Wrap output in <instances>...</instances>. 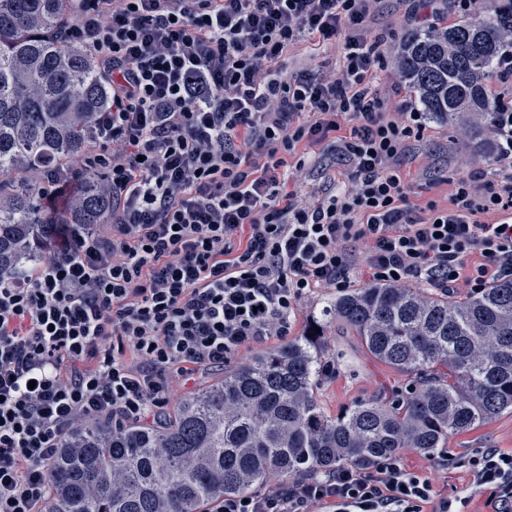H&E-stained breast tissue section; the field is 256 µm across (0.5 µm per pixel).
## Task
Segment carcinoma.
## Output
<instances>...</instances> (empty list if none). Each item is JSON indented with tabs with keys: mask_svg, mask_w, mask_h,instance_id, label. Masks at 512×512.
<instances>
[{
	"mask_svg": "<svg viewBox=\"0 0 512 512\" xmlns=\"http://www.w3.org/2000/svg\"><path fill=\"white\" fill-rule=\"evenodd\" d=\"M70 0H0V276L34 267L67 224H106L112 199L100 169L50 211L46 173L88 153L110 89L95 56L56 36ZM512 33V0H480L477 15L408 33L399 68L437 122L494 111L487 81ZM336 326L412 383L386 402L331 418L315 388L328 356L324 323L185 395L159 424L87 420L62 440L42 512H211L249 494L403 448L430 455L448 437L512 412V278L463 300L406 285L346 288Z\"/></svg>",
	"mask_w": 512,
	"mask_h": 512,
	"instance_id": "cac0c4a2",
	"label": "carcinoma"
}]
</instances>
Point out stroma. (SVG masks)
<instances>
[{
    "mask_svg": "<svg viewBox=\"0 0 512 512\" xmlns=\"http://www.w3.org/2000/svg\"><path fill=\"white\" fill-rule=\"evenodd\" d=\"M405 0H383L371 28L385 39V52L391 66L378 72L376 84L388 108H396L415 96L404 83L393 63L404 35L412 26L405 20ZM493 143L494 135L485 119H476L472 126L463 127L427 121L422 138L415 143L403 168L410 188L411 199L420 205L432 202L448 205L453 181L471 170H483L493 177V165L473 155L469 144L474 139ZM337 294L333 288H319L305 295L297 304L291 334L300 336L312 319H324V342L334 366L331 374L322 376L316 396L324 411L338 416L358 402L380 399L404 383L405 378L391 367L375 360L363 347L358 337L337 331L334 321L325 320L328 302ZM482 448H496L512 453V414H502L478 427L451 435L445 455L449 464H441L439 456H429L413 448H405L398 455L400 463L409 471L428 477L438 494L464 500V512H489L487 490L477 488L467 467L468 459Z\"/></svg>",
    "mask_w": 512,
    "mask_h": 512,
    "instance_id": "35a3bbf8",
    "label": "stroma"
}]
</instances>
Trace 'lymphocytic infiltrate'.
Listing matches in <instances>:
<instances>
[{
    "label": "lymphocytic infiltrate",
    "mask_w": 512,
    "mask_h": 512,
    "mask_svg": "<svg viewBox=\"0 0 512 512\" xmlns=\"http://www.w3.org/2000/svg\"><path fill=\"white\" fill-rule=\"evenodd\" d=\"M381 0H73L59 38L89 49L112 103L95 153L108 231L70 229L38 266L0 278V512H42L49 464L83 420L161 418L172 383L286 338L315 288L420 280L478 292L512 276V109L494 114V178L459 176L449 208L410 200L402 168L426 116L384 109L368 24ZM342 39L334 76L284 70L305 40ZM331 143L347 184L288 188L299 145ZM500 215L499 224L480 216ZM367 245L357 261L353 245ZM512 512V454L468 461ZM460 512L396 458L224 499L218 512Z\"/></svg>",
    "instance_id": "lymphocytic-infiltrate-1"
}]
</instances>
